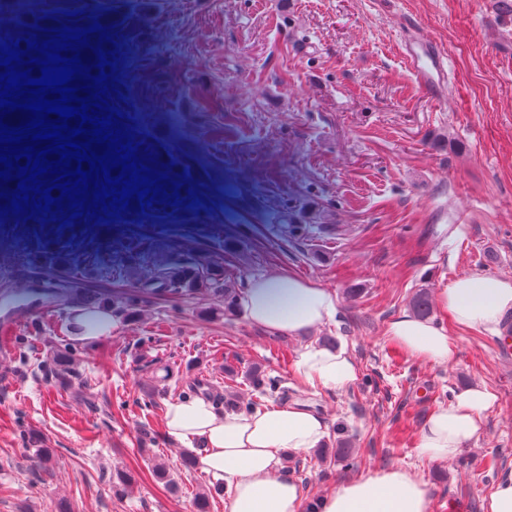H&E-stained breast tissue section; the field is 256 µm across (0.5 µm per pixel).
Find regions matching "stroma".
I'll list each match as a JSON object with an SVG mask.
<instances>
[{
	"label": "stroma",
	"mask_w": 512,
	"mask_h": 512,
	"mask_svg": "<svg viewBox=\"0 0 512 512\" xmlns=\"http://www.w3.org/2000/svg\"><path fill=\"white\" fill-rule=\"evenodd\" d=\"M112 25L118 99L138 143L186 174L198 205L65 224L59 212L0 223V309L22 307L0 349V512H193L224 493L164 430L169 399L307 400L352 465L287 457L304 501L369 468L401 464L426 483L430 512H484L512 473V338L458 332L452 363L416 361L385 335L419 292L462 277L512 278V16L496 0H0V44L59 28L68 13ZM428 40L445 56L441 89L420 83L406 52ZM316 221L298 223L308 206ZM217 262L244 294L286 270L335 292L334 322L307 340L268 333L208 293H142L157 267ZM134 294L97 340L74 337L71 308L18 299L13 284ZM346 345L358 368L345 391H304L303 344ZM71 349L69 380L53 356ZM260 367L276 392L256 396ZM496 393L482 435L448 462L419 456L430 414L456 390ZM53 449L50 469L36 447ZM164 465L167 479L154 469ZM131 476L115 488L118 473Z\"/></svg>",
	"instance_id": "35a3bbf8"
}]
</instances>
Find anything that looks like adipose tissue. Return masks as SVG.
Masks as SVG:
<instances>
[{"instance_id": "obj_1", "label": "adipose tissue", "mask_w": 512, "mask_h": 512, "mask_svg": "<svg viewBox=\"0 0 512 512\" xmlns=\"http://www.w3.org/2000/svg\"><path fill=\"white\" fill-rule=\"evenodd\" d=\"M241 304L250 323L291 337L327 325L337 312L335 293L285 271L253 279ZM437 304L458 327L497 336L512 314V280L460 277L439 292ZM385 334L410 357L430 364L450 363L458 351L457 337L409 312L390 321ZM296 369L317 393L347 389L358 377L343 347H305ZM496 404V394L483 385L456 392L427 420L419 455L451 460L464 442L481 435L483 418ZM164 426L173 443L193 451L202 472L223 480L226 512H304L301 488L283 474L282 458L323 446L327 423L311 404L296 400L244 413L219 409L201 396L180 397L167 401ZM317 512H429V499L413 470L393 465L367 470L320 496Z\"/></svg>"}]
</instances>
